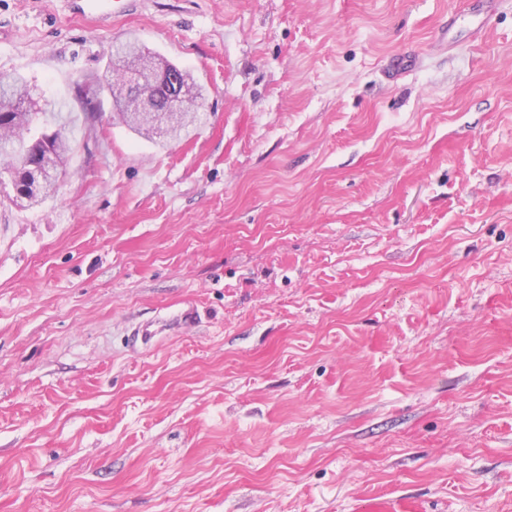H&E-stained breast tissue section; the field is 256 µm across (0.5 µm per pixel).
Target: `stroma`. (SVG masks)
<instances>
[{"instance_id":"stroma-1","label":"stroma","mask_w":512,"mask_h":512,"mask_svg":"<svg viewBox=\"0 0 512 512\" xmlns=\"http://www.w3.org/2000/svg\"><path fill=\"white\" fill-rule=\"evenodd\" d=\"M129 38L195 135L79 97ZM14 75L75 151L0 191V512H512V0H0ZM60 169V163L56 153L50 145H47L44 153L39 157V163L35 169L34 183L31 187L34 195H39L48 178L53 177Z\"/></svg>"}]
</instances>
